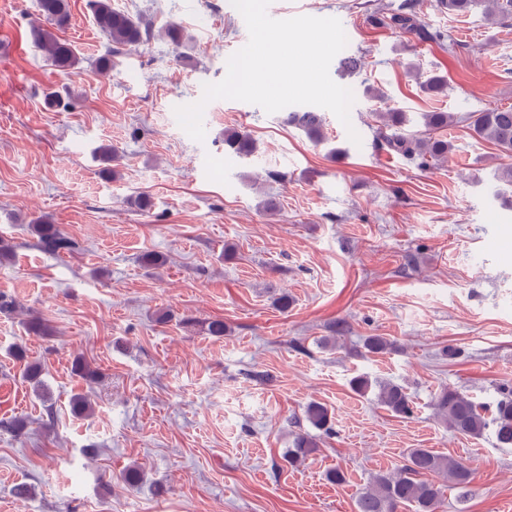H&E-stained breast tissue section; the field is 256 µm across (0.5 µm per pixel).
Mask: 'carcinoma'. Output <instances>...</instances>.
Returning a JSON list of instances; mask_svg holds the SVG:
<instances>
[{
  "instance_id": "carcinoma-1",
  "label": "carcinoma",
  "mask_w": 512,
  "mask_h": 512,
  "mask_svg": "<svg viewBox=\"0 0 512 512\" xmlns=\"http://www.w3.org/2000/svg\"><path fill=\"white\" fill-rule=\"evenodd\" d=\"M440 8L449 14H468L478 6L484 7V15L492 25H512V0H437ZM90 10L99 32L107 41L104 54L98 59L103 72L112 70V57L125 48L143 44L153 36L152 26L123 10L112 7L111 0H89ZM420 0H402L394 12L385 11L379 5L367 16L368 24L374 27L399 30L420 41H431L434 35L418 18ZM37 11L47 25L34 31L35 43L46 60L62 74L69 76L77 68L80 59L71 43L60 36L70 25V0H37ZM158 34L180 48L186 44L188 35L184 28L167 22L158 29ZM290 122L304 131L316 142L323 138V117L313 111L292 112ZM379 126L374 131L375 145L395 151L420 168L445 157L451 147L442 135L449 127L469 121V128L475 136L486 140L507 158H512V107L494 106L467 117L453 112L433 111L421 113L423 130L410 132L405 129L409 123L407 113L389 109L377 115ZM224 149L245 158L254 151L252 139L244 132L227 129L224 131ZM37 236L39 248L50 255L59 256L76 249V243L58 225L46 219H36L29 225ZM13 359L23 364V378L36 390L44 387L43 368L36 361L28 360L27 350L17 345L12 348ZM71 372L91 387L98 377V371L81 356L71 362ZM353 390L359 395L373 393L384 409L397 417L409 418L414 414L413 401L404 386L394 382H377L366 377L352 381ZM70 413L80 419L92 413L88 395L77 393L69 402ZM435 415L452 431L477 438L487 429H492L495 441L501 448L512 447V389L502 393L493 404L474 401L471 397L450 388H444L434 401ZM305 420L315 429L328 433L331 418L326 406L311 402L304 408ZM318 448L315 436L299 434L294 447L288 450V463L297 464L305 460ZM474 468L464 459L441 455L430 448H411L404 464L394 471L374 475L370 483L357 491L356 512H399L409 508L411 512H440L443 506V490L437 479L463 490L473 480Z\"/></svg>"
}]
</instances>
